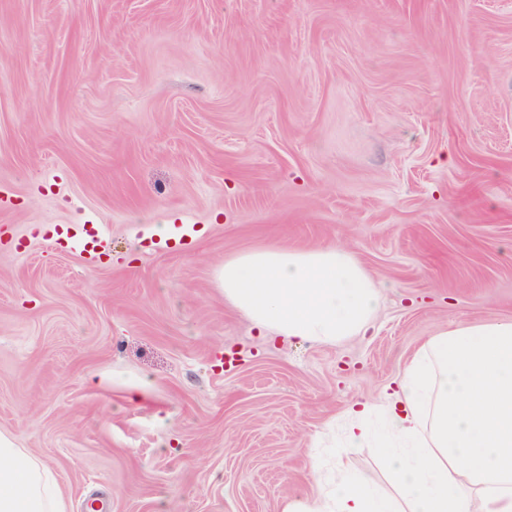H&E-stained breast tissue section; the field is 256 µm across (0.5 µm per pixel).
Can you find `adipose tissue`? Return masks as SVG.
Returning a JSON list of instances; mask_svg holds the SVG:
<instances>
[{
  "instance_id": "obj_1",
  "label": "adipose tissue",
  "mask_w": 512,
  "mask_h": 512,
  "mask_svg": "<svg viewBox=\"0 0 512 512\" xmlns=\"http://www.w3.org/2000/svg\"><path fill=\"white\" fill-rule=\"evenodd\" d=\"M216 281L259 329L302 342L357 335L382 305L377 281L337 246L242 252ZM363 452L386 458L390 489L353 467ZM311 469L310 495L282 512H512V320L426 340L376 403L348 407L334 468ZM0 512H69L54 472L2 432Z\"/></svg>"
}]
</instances>
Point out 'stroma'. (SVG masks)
<instances>
[{
  "label": "stroma",
  "instance_id": "stroma-1",
  "mask_svg": "<svg viewBox=\"0 0 512 512\" xmlns=\"http://www.w3.org/2000/svg\"><path fill=\"white\" fill-rule=\"evenodd\" d=\"M270 245L344 248L381 310L257 329L215 275ZM504 319L512 0H0V431L70 512H281L350 403ZM54 233L58 240H64L70 249L80 254L87 253L90 257H94L107 248L105 238L99 234L94 225L56 227Z\"/></svg>",
  "mask_w": 512,
  "mask_h": 512
}]
</instances>
